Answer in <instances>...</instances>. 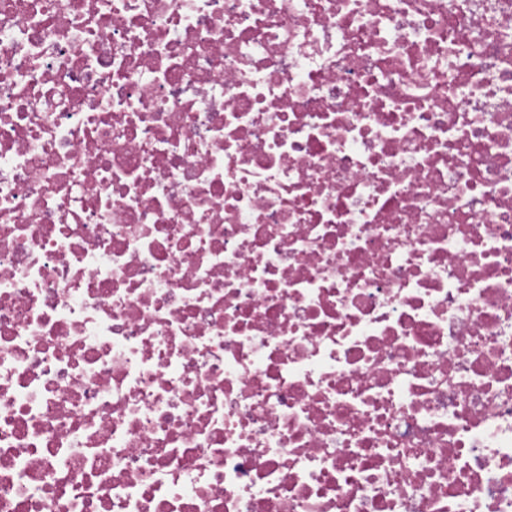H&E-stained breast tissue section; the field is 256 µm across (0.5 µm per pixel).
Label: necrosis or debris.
<instances>
[{"mask_svg":"<svg viewBox=\"0 0 512 512\" xmlns=\"http://www.w3.org/2000/svg\"><path fill=\"white\" fill-rule=\"evenodd\" d=\"M0 512H512V0H0Z\"/></svg>","mask_w":512,"mask_h":512,"instance_id":"1","label":"necrosis or debris"}]
</instances>
